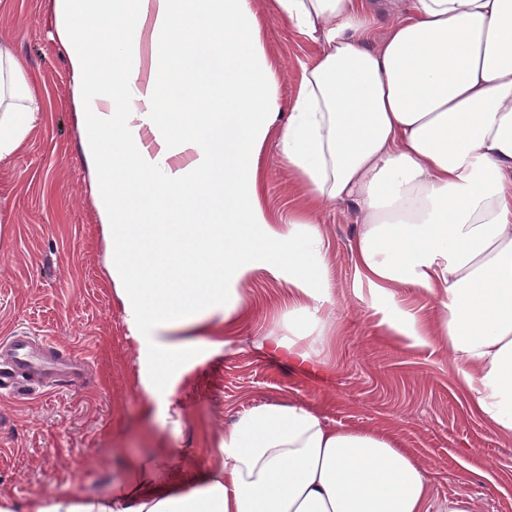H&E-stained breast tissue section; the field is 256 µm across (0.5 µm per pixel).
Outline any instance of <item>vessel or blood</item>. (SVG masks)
I'll use <instances>...</instances> for the list:
<instances>
[{
  "label": "vessel or blood",
  "mask_w": 512,
  "mask_h": 512,
  "mask_svg": "<svg viewBox=\"0 0 512 512\" xmlns=\"http://www.w3.org/2000/svg\"><path fill=\"white\" fill-rule=\"evenodd\" d=\"M85 361L77 354L58 348L49 340L35 342L33 337L14 332L0 338V393L19 395L22 382H31L51 391L58 381L79 380Z\"/></svg>",
  "instance_id": "obj_1"
}]
</instances>
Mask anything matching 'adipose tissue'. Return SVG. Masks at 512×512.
Returning a JSON list of instances; mask_svg holds the SVG:
<instances>
[{
    "instance_id": "ef3b65f1",
    "label": "adipose tissue",
    "mask_w": 512,
    "mask_h": 512,
    "mask_svg": "<svg viewBox=\"0 0 512 512\" xmlns=\"http://www.w3.org/2000/svg\"><path fill=\"white\" fill-rule=\"evenodd\" d=\"M275 4L323 45L280 133L283 160L309 191L363 214L362 276L437 303L438 344L478 412L511 438L512 0H407L376 50L367 0ZM54 5L112 244L108 279L149 402L169 409L194 339L241 305L225 276L260 264L295 286L280 344L309 360L332 302L324 242L316 225L268 223L257 197L278 98L252 0ZM40 119L24 63L0 45V162ZM218 452L174 481L159 448L125 460L130 479L109 495H0V512H425L427 479L396 432L330 426L304 401L244 413Z\"/></svg>"
}]
</instances>
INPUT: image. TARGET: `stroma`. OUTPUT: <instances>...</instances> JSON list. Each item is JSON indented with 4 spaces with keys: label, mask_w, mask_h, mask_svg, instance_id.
I'll return each instance as SVG.
<instances>
[{
    "label": "stroma",
    "mask_w": 512,
    "mask_h": 512,
    "mask_svg": "<svg viewBox=\"0 0 512 512\" xmlns=\"http://www.w3.org/2000/svg\"><path fill=\"white\" fill-rule=\"evenodd\" d=\"M254 20L279 106L257 160V190L270 223L317 225L333 302L323 311L318 355L299 364L273 347L288 334L292 288L256 272L241 285L238 312L198 339L164 416L146 408L138 343L108 286L111 245L98 228L52 0H0V42L25 63L42 104L22 149L0 162V337L22 329L89 365L82 384L0 396V493L97 497L124 479L125 456L157 447L173 451L181 478L217 462L221 439L245 412L301 399L334 426L396 429L428 480L426 512H448L458 500L472 512H512V439L475 410L450 351L411 345L382 323L399 311L433 339L438 306L421 290L390 285L384 306L373 308L374 288L356 266L358 209L311 194L280 159V130L320 45L289 27L274 0H254Z\"/></svg>",
    "instance_id": "35a3bbf8"
}]
</instances>
